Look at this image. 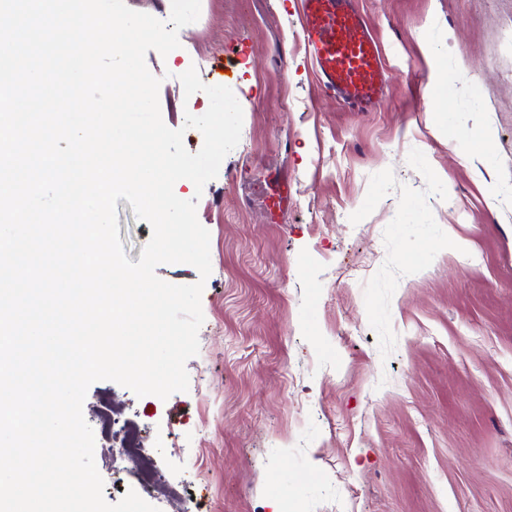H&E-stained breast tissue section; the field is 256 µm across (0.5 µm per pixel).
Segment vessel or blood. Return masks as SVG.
<instances>
[{"mask_svg": "<svg viewBox=\"0 0 512 512\" xmlns=\"http://www.w3.org/2000/svg\"><path fill=\"white\" fill-rule=\"evenodd\" d=\"M309 59L323 91L358 111L373 108L384 93L379 43L351 0H299Z\"/></svg>", "mask_w": 512, "mask_h": 512, "instance_id": "obj_1", "label": "vessel or blood"}]
</instances>
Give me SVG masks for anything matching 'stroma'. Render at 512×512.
Wrapping results in <instances>:
<instances>
[{
  "label": "stroma",
  "instance_id": "obj_1",
  "mask_svg": "<svg viewBox=\"0 0 512 512\" xmlns=\"http://www.w3.org/2000/svg\"><path fill=\"white\" fill-rule=\"evenodd\" d=\"M354 3L386 70L367 112L319 89L297 0H201L179 48L146 54L169 128L209 107L184 94L192 67L233 90L243 126L203 191L174 185L210 233V275L156 269L204 284L188 390H88L108 502L137 483L107 404L165 473L142 494L159 512H512V0ZM117 212L139 261L152 229Z\"/></svg>",
  "mask_w": 512,
  "mask_h": 512
}]
</instances>
